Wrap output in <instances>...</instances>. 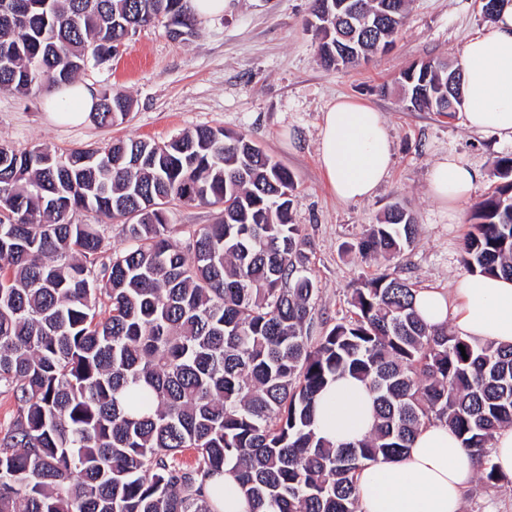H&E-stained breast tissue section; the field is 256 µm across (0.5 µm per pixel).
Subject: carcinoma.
Here are the masks:
<instances>
[{
  "mask_svg": "<svg viewBox=\"0 0 512 512\" xmlns=\"http://www.w3.org/2000/svg\"><path fill=\"white\" fill-rule=\"evenodd\" d=\"M14 0L0 19V92L70 84L112 59L127 35L163 25L182 39L196 16L181 0ZM320 39L328 69L394 42L406 0H353ZM409 106L462 107L446 63L402 72ZM132 99L104 90L92 119L121 122ZM243 133L185 131L169 141L26 152L0 145V512H212L207 483L232 464L251 512H361L355 475L395 459L418 430L457 432L489 487L512 486L489 458L512 427V345L472 342L425 324L407 280L379 273L352 289L350 316L308 332L316 282L291 222L293 175ZM474 208L462 242L472 274L512 277V158ZM216 207L219 220L172 242L168 206ZM91 210L124 221L128 245L103 260ZM416 218L395 206L358 250L389 261L410 247ZM465 351H460V348ZM376 394L371 435L336 445L314 427L316 399L338 374ZM190 453L191 460L179 459Z\"/></svg>",
  "mask_w": 512,
  "mask_h": 512,
  "instance_id": "1",
  "label": "carcinoma"
}]
</instances>
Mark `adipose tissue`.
Masks as SVG:
<instances>
[{
	"label": "adipose tissue",
	"mask_w": 512,
	"mask_h": 512,
	"mask_svg": "<svg viewBox=\"0 0 512 512\" xmlns=\"http://www.w3.org/2000/svg\"><path fill=\"white\" fill-rule=\"evenodd\" d=\"M468 129L512 142V0H500L489 30L477 32L460 53ZM99 101L84 83L54 89L47 98L51 117L82 123ZM319 163L331 193L342 202L371 198L392 166L388 126L372 106L341 98L323 114ZM478 170L455 154L439 157L429 172L431 195L449 205L467 202ZM414 308L430 325L451 324L476 342L512 344V279L469 274L452 291H416ZM374 395L351 376L337 377L318 402L315 426L335 442L370 434ZM476 463L461 439L439 422L424 425L403 457L363 467L357 474L361 512H463Z\"/></svg>",
	"instance_id": "ef3b65f1"
}]
</instances>
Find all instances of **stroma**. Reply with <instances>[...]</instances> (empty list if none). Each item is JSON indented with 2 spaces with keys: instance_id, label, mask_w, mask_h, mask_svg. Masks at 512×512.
Wrapping results in <instances>:
<instances>
[{
  "instance_id": "1",
  "label": "stroma",
  "mask_w": 512,
  "mask_h": 512,
  "mask_svg": "<svg viewBox=\"0 0 512 512\" xmlns=\"http://www.w3.org/2000/svg\"><path fill=\"white\" fill-rule=\"evenodd\" d=\"M311 5L229 0L223 15L198 20L188 40L172 39L160 26L127 37L119 56L79 76L97 90L118 88L131 97L132 111L113 126L90 119L60 125L50 119L44 94L0 93V144L18 152L38 145L65 152L127 136L162 143L200 127L246 134L294 177L292 218L304 239L307 273L319 285L314 336L349 315L352 288L373 274H397L418 290L454 288L465 273L460 251L472 209L497 185L495 164L512 157V143L470 131L446 113L411 109L398 80L411 63L457 60L465 40L490 23L482 0H409L405 24L388 50L338 70L317 59L319 37L306 26ZM341 96L381 112L392 138L388 178L359 203L336 201L317 159L323 114ZM447 152L481 175L472 201L459 206L453 223L447 206L428 190L430 167ZM397 203L416 215L413 246L392 261L366 262L358 242ZM218 216L209 206L171 205L173 241L185 243L190 232Z\"/></svg>"
}]
</instances>
